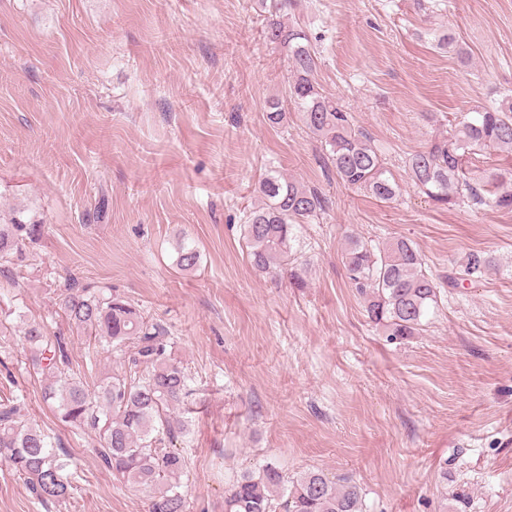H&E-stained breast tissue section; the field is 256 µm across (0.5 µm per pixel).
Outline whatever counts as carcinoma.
I'll list each match as a JSON object with an SVG mask.
<instances>
[{
	"label": "carcinoma",
	"mask_w": 512,
	"mask_h": 512,
	"mask_svg": "<svg viewBox=\"0 0 512 512\" xmlns=\"http://www.w3.org/2000/svg\"><path fill=\"white\" fill-rule=\"evenodd\" d=\"M294 2L270 0L264 30L266 40L287 51L291 61L289 97L305 126L327 148L336 177L390 203L399 196L400 185L385 158L355 131L351 113L320 91L316 53L304 31L287 19ZM435 42L436 48H450L461 63H468V51L451 32L435 35ZM486 148L512 155V94L473 111L453 133L434 136L408 155L404 166L414 186L440 205L470 201L512 210V167L496 168L478 183L467 169L470 156ZM256 192L261 204L252 208L242 229L248 259L260 271L297 280L294 228L314 219L324 201L317 190L273 167L262 175ZM43 228L0 214V265L21 260L26 241L38 239ZM199 258L195 244H178L181 270H194ZM343 263L364 299L368 319L390 340L420 334L438 305L441 283L427 273L421 252L410 241L398 238L374 247L349 235ZM491 267L490 258L473 252L448 271L444 283L450 288L475 283ZM61 305L77 329L128 354V371L112 375L92 392L70 368L61 340L48 336L45 324L27 323L23 337L35 353L33 368L44 376V400L61 421L98 433L97 457L115 479L149 492L148 512H187L182 482L187 460L169 444L187 429L173 410L188 393L189 376L167 352V331L109 288L74 282L61 294ZM22 405L17 396L0 400V459L29 484L39 503L65 501L74 490L68 455L55 448L49 434L22 424ZM224 512H362V494L353 481L339 484L321 471L290 478L267 463L240 473L224 493Z\"/></svg>",
	"instance_id": "cac0c4a2"
}]
</instances>
